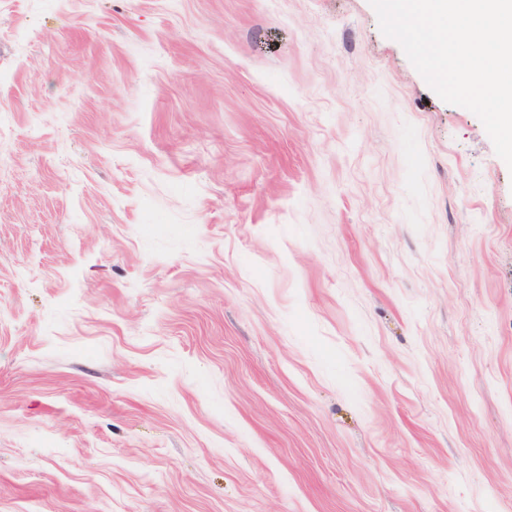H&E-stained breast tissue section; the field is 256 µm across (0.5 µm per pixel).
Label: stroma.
<instances>
[{"label": "stroma", "mask_w": 512, "mask_h": 512, "mask_svg": "<svg viewBox=\"0 0 512 512\" xmlns=\"http://www.w3.org/2000/svg\"><path fill=\"white\" fill-rule=\"evenodd\" d=\"M0 512H512V169L369 0H0Z\"/></svg>", "instance_id": "1"}]
</instances>
